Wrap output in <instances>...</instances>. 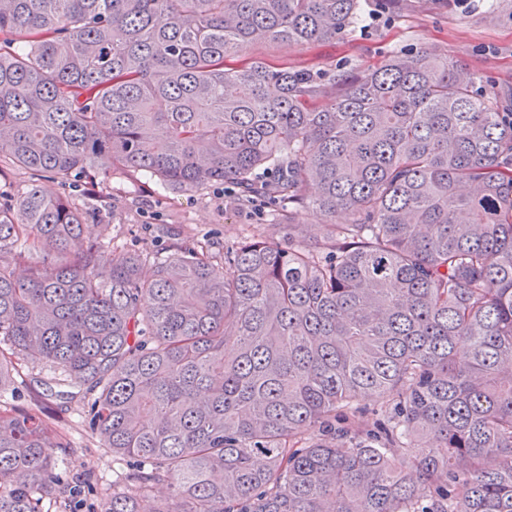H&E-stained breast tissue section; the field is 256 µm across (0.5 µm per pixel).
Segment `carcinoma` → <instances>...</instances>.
Returning a JSON list of instances; mask_svg holds the SVG:
<instances>
[{"instance_id":"cac0c4a2","label":"carcinoma","mask_w":512,"mask_h":512,"mask_svg":"<svg viewBox=\"0 0 512 512\" xmlns=\"http://www.w3.org/2000/svg\"><path fill=\"white\" fill-rule=\"evenodd\" d=\"M360 0H0V344L57 372L126 466L97 512H512V111L458 61L328 92L227 59L311 44ZM116 172L273 201L214 253L84 236L66 187ZM299 207L313 240L279 237ZM16 368L0 349V391ZM389 411L374 420L362 401ZM39 408L0 407V512L92 491ZM404 458L416 482L394 467ZM159 485L169 496L143 502Z\"/></svg>"}]
</instances>
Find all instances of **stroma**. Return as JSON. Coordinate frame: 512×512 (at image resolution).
I'll use <instances>...</instances> for the list:
<instances>
[{
    "mask_svg": "<svg viewBox=\"0 0 512 512\" xmlns=\"http://www.w3.org/2000/svg\"><path fill=\"white\" fill-rule=\"evenodd\" d=\"M356 23L323 42L297 46L259 44L242 62L260 58L291 69L313 70L337 83L385 63L396 55L424 50L457 60L476 78L478 89L494 88L504 107L512 106V0H360ZM70 195L93 198L99 215L91 237L115 238L142 253L167 255L182 235L230 246L247 225L262 222L269 205L256 200L239 205L225 183L179 194L153 179L99 177L87 184L74 178ZM58 434L70 443L56 451L57 469L93 474L106 487L120 469L111 452L89 429L79 399L45 401Z\"/></svg>",
    "mask_w": 512,
    "mask_h": 512,
    "instance_id": "1",
    "label": "stroma"
}]
</instances>
